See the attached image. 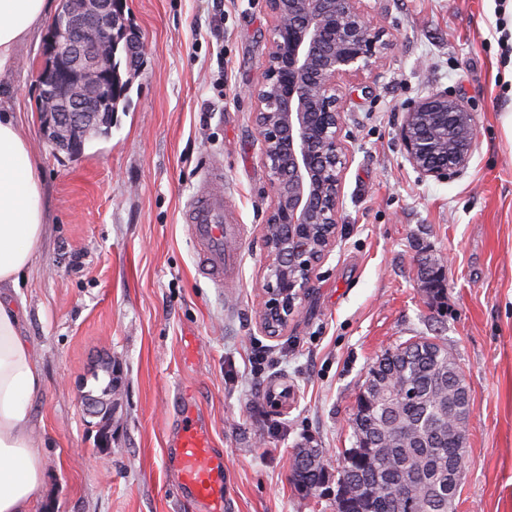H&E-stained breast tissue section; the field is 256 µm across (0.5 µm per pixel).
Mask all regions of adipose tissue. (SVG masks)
Segmentation results:
<instances>
[{"mask_svg": "<svg viewBox=\"0 0 512 512\" xmlns=\"http://www.w3.org/2000/svg\"><path fill=\"white\" fill-rule=\"evenodd\" d=\"M51 7L52 0H0V512H31L44 479L32 426L41 373L22 336V312L9 295L42 238L43 183L5 93L19 50Z\"/></svg>", "mask_w": 512, "mask_h": 512, "instance_id": "ef3b65f1", "label": "adipose tissue"}]
</instances>
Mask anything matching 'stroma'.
<instances>
[{
	"mask_svg": "<svg viewBox=\"0 0 512 512\" xmlns=\"http://www.w3.org/2000/svg\"><path fill=\"white\" fill-rule=\"evenodd\" d=\"M387 42L341 86L343 171L336 247L279 336L258 324L263 228L273 205L253 90L274 19L266 0H127L146 43L127 109L70 157L43 130L38 71L49 26L18 53L11 94L44 182L45 230L15 293L43 387L33 434L45 479L32 512H203L167 461L178 405L207 423L230 471V512H336L291 481L313 442L329 469L355 438L371 365L436 339L469 391L467 468L456 512H512V69L494 0H366ZM467 100L477 143L455 179L404 157L407 105ZM238 226L233 272L197 270L181 219L210 162ZM446 266L430 295L422 260ZM116 389H109V381ZM107 406L108 430L86 406Z\"/></svg>",
	"mask_w": 512,
	"mask_h": 512,
	"instance_id": "stroma-1",
	"label": "stroma"
}]
</instances>
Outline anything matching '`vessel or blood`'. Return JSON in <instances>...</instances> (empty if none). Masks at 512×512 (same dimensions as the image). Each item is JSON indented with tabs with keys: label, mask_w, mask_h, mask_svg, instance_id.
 <instances>
[{
	"label": "vessel or blood",
	"mask_w": 512,
	"mask_h": 512,
	"mask_svg": "<svg viewBox=\"0 0 512 512\" xmlns=\"http://www.w3.org/2000/svg\"><path fill=\"white\" fill-rule=\"evenodd\" d=\"M224 180V167L208 165L200 185L186 206L182 220L196 252L200 273L216 287L224 285V270L233 262L224 243L233 233L224 216V196L214 190ZM170 461L179 483L206 512H227L230 477L224 455L214 448L206 426L182 413L170 442Z\"/></svg>",
	"instance_id": "vessel-or-blood-1"
}]
</instances>
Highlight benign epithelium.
I'll list each match as a JSON object with an SVG mask.
<instances>
[{
  "label": "benign epithelium",
  "mask_w": 512,
  "mask_h": 512,
  "mask_svg": "<svg viewBox=\"0 0 512 512\" xmlns=\"http://www.w3.org/2000/svg\"><path fill=\"white\" fill-rule=\"evenodd\" d=\"M275 19L261 79L254 90V122L270 172L273 207L264 225L267 280L259 325L268 336L288 328L312 290L315 271L336 246L342 173L340 84L372 69L384 49L383 30L365 0H267ZM116 0L81 3L52 34L38 79L68 91L62 109L43 110L44 128H77L100 112L110 94L105 55L112 44ZM146 50L128 36V59L139 67ZM400 139L407 160L424 178L448 179L467 167L476 145L473 112L465 101L433 93L405 113Z\"/></svg>",
  "instance_id": "7a95c632"
}]
</instances>
